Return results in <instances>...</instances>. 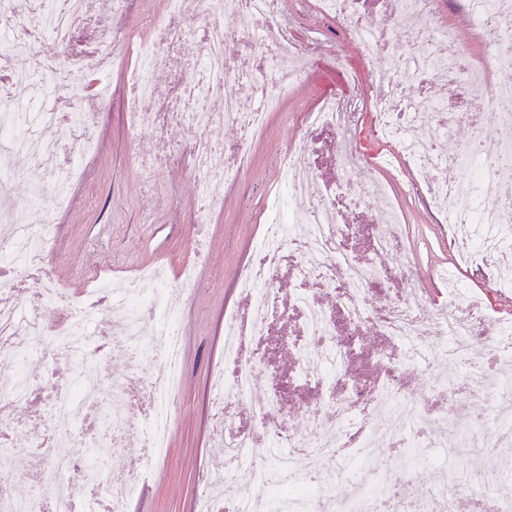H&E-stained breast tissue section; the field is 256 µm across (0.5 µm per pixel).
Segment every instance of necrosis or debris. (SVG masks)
Instances as JSON below:
<instances>
[{"instance_id":"necrosis-or-debris-1","label":"necrosis or debris","mask_w":512,"mask_h":512,"mask_svg":"<svg viewBox=\"0 0 512 512\" xmlns=\"http://www.w3.org/2000/svg\"><path fill=\"white\" fill-rule=\"evenodd\" d=\"M473 23L492 49L494 66L512 70V0H465ZM204 18L193 15L187 0H172L170 13L156 21V39L141 45L133 83L137 102L149 103L133 113L135 123L161 130L187 122L206 130L218 120L234 125L240 142L229 144L213 137L196 138L187 156L206 183L228 179L243 166L244 137L257 130L275 100L276 91L302 78L298 59L288 51V36L276 28L277 0H209ZM324 11L340 20L349 35L366 50L382 49L397 63L395 77H381L383 90L373 101L379 133L393 142L417 170L430 204L448 225L452 241H465L473 267L492 268L483 296L471 295L454 272L440 278L446 296L433 305L423 299L394 294L378 306H367L364 295L372 284L386 285L397 274L361 263L349 248L336 222V202L318 184L313 170L301 157L283 165L279 190L268 205L263 232L251 263L237 286L249 299L247 315H232L224 322V364L212 387L215 418L223 436L224 472L208 480L200 496V512H433L443 502L452 512L449 490L458 485L459 473L450 457L465 458L469 469L483 473L482 489L472 491L473 512H512V483L501 480L505 449L512 447V377L504 374L512 364V322L494 315L487 298H512V197L497 193L493 175L497 166L512 165V86L484 82L457 46L436 12V0H398L399 15L421 20L418 52L409 54L392 44L388 29L363 23L359 0H322ZM84 11L83 0H0V60L25 53L45 37L69 49L67 61L45 57L39 78L13 75L14 83H33L36 92L17 109L0 111V186L11 174L29 164L40 166L53 181L56 204L67 199L76 172L63 164L61 142L43 137L44 129L69 121L71 145L77 153L92 146L85 103L63 114L52 107L49 92L71 86L86 56L96 64L111 61L116 40L111 32L99 34L89 53L72 51V37ZM237 15L238 28H225L223 14ZM197 37L203 51L191 65L197 80L178 79L174 93L155 100L159 72L169 67L181 44ZM258 46L267 70L263 76L240 69L238 48ZM425 86V93L409 99L406 82ZM450 84L455 104L433 94V87ZM246 85L257 101L242 112L225 106L231 85ZM362 110L358 96L336 95L305 116L310 132L331 133L338 146L342 169L357 164L350 134ZM468 117L473 141L486 152L479 155L470 144L455 155L443 154L447 137L458 117ZM50 246L43 224H14L0 214V266L35 278V300L0 280V363L14 366L16 376L0 389V423L26 405L50 367L67 359L79 366L72 389L62 398L69 413L85 419L102 392H110L112 436L123 444L138 445L145 462L161 457L171 434L170 412L180 374L181 339L175 326L180 319L177 296L165 289L163 267L143 270V278L161 285L154 296H143L130 282L100 281L90 291L73 294L51 278L44 260ZM289 266L300 282L291 304L303 335L293 337L298 385L311 390L301 407L310 433L298 436L288 424V408L275 393L253 404L249 391L253 364L259 362V344L272 336L280 310L269 287L271 270ZM324 291L336 298L337 311H329L315 296ZM68 309L67 322L48 329L40 306ZM347 326H371L388 341L381 350L386 375L379 380L352 377V346L336 336L334 316ZM153 317L161 324L156 344H149L141 322ZM122 321L121 337L111 346L127 355L131 367L156 362L143 396L124 393L120 380H106L93 345L96 328L107 319ZM448 364L453 379L437 382L428 393L412 396L405 386L404 364ZM475 405L462 417L458 399ZM410 411L411 422L400 414ZM394 450L433 448L438 452L431 467L430 484L411 468L399 477L378 475L372 482H347L343 493L336 483L344 473L357 470L361 460L379 447ZM275 455V475L258 467L259 448ZM257 483L260 494L241 498L233 494L241 480ZM51 512H71L81 502L84 512H125L138 475L120 464L105 467L69 456L53 454L42 472ZM413 492L405 501L403 492Z\"/></svg>"}]
</instances>
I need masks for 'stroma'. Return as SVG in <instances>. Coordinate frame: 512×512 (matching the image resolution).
Returning a JSON list of instances; mask_svg holds the SVG:
<instances>
[{"label":"stroma","mask_w":512,"mask_h":512,"mask_svg":"<svg viewBox=\"0 0 512 512\" xmlns=\"http://www.w3.org/2000/svg\"><path fill=\"white\" fill-rule=\"evenodd\" d=\"M169 10L170 0H124L117 11L110 0H91L88 17L80 27L84 45H91L107 27L123 37L111 67L93 74L94 80L105 81L109 87L108 96L91 116L94 150L82 159L80 175L70 186L63 209L28 206V195L49 184L47 174L34 166L18 171L8 193H0V211H11L18 223H49L46 269L66 288L75 292L91 288L103 274L122 281L140 268L159 263L167 273L169 288L182 299L178 325L183 346L181 373L166 452L147 466L138 448L115 447L105 440L95 448L100 456L121 457L129 470L142 471L127 504L129 512H196L203 474L221 470L223 461L214 452L211 379L223 359L224 317L246 306L237 278L253 257L266 192L279 181L281 161L300 150L305 136L303 119L321 98L359 93L373 99L375 81L390 65L386 52H367L350 40L321 12L318 0H280L290 38L304 49L302 61L309 75L279 93L264 129L248 145L245 166L221 187L216 208L202 216L196 212L195 200L204 189V178L186 159L197 130L185 123L159 132L132 124L128 112L129 73L137 47L152 39L156 19ZM363 12L366 24L389 26L396 43L418 48L417 24L404 20L387 0H366ZM438 16L486 81L512 85V70L491 66V52L461 0H438ZM372 127L373 113L368 110L356 130L366 157L364 167L342 173L335 154L329 153L313 161L316 179L332 185L345 177L353 183L379 185L382 195L361 207L341 209L338 223L376 224L382 211H393L400 245L376 256L377 265L398 269L403 253H410L413 282L393 281L391 290L401 293L414 286L438 300L436 271L452 270L463 278L470 277L471 271L462 252L449 249L440 225L413 194V168L399 159L393 143L378 139ZM162 142L167 145L166 159L149 171L140 170L138 159L153 156ZM188 265L195 266L196 279L186 288L180 274ZM51 413L47 406L38 414L23 406L14 412L11 423L18 436L9 448L14 471L38 501L43 498L40 470L25 437L36 426L38 415Z\"/></svg>","instance_id":"35a3bbf8"}]
</instances>
